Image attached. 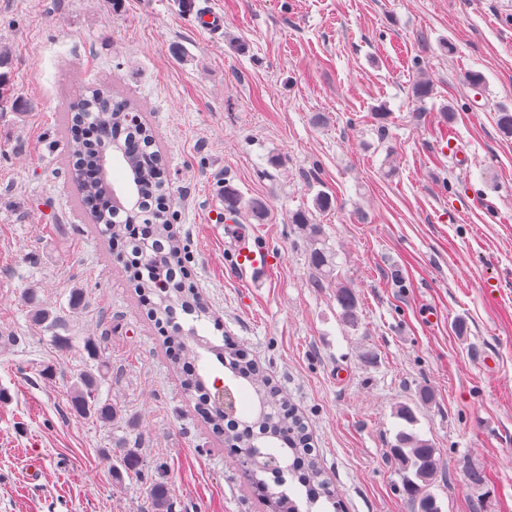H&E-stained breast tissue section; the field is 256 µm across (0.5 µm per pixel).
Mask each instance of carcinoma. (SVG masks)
Wrapping results in <instances>:
<instances>
[{
  "mask_svg": "<svg viewBox=\"0 0 512 512\" xmlns=\"http://www.w3.org/2000/svg\"><path fill=\"white\" fill-rule=\"evenodd\" d=\"M87 122L95 125L99 137L93 142L77 143L73 153L74 169L81 174L84 165L98 168L103 153L116 150L134 175L136 185L135 209L127 210L120 205L112 209H97L95 203L109 196V184L91 180L82 183L85 204L93 208L95 222L105 226V232L113 236L125 231V225L137 222L147 227L146 236L135 237L127 243V261L141 264L144 278L138 289L156 298L149 316L156 323L172 327L167 337L169 348L188 359L184 371V388L197 395V409L215 432L224 435L227 442L237 443L249 453L248 470L255 488L276 499L279 512H299L296 504L285 492H274L273 487L285 484V478L305 489L306 512H339V498L335 489L323 478L315 448L303 417L287 402L281 390L265 377L259 367L238 351L228 346L215 345L198 335L197 327L185 329L177 322L183 314L199 321L206 309L197 293L185 287L181 269L170 264V258L178 253L179 245L170 230L167 210L160 206L166 187L160 176L156 151L153 150L152 133L142 123L130 116L126 106L112 100L107 90L89 85L82 100L71 107V123ZM292 223L299 226L313 243H318L321 228L312 222L305 211L293 215ZM311 264L323 277L333 271L331 255L323 248H314ZM168 284L158 287V282ZM338 302L343 319L349 324L358 321V300L349 288L338 291ZM32 319L44 330L53 332L59 325L58 316L41 306L35 296H30ZM85 348L94 364L72 377L70 384L71 406L81 417H93L102 423H112V403L100 398L99 387L112 378V366L100 355L97 343L89 338ZM212 353L228 369L233 382L248 384L254 392L253 404L261 411L236 408L226 414L215 405L209 389L210 370L202 362L201 351ZM406 473L404 491L415 502L418 512H441L436 499L428 490L441 468L437 449L414 433L401 431L397 444L392 448ZM117 469L135 471L141 461L132 448L119 450ZM153 512H174V502L164 483H154L149 490Z\"/></svg>",
  "mask_w": 512,
  "mask_h": 512,
  "instance_id": "cac0c4a2",
  "label": "carcinoma"
}]
</instances>
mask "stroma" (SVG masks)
<instances>
[{"mask_svg": "<svg viewBox=\"0 0 512 512\" xmlns=\"http://www.w3.org/2000/svg\"><path fill=\"white\" fill-rule=\"evenodd\" d=\"M186 2L0 0L15 100L0 112V512H151L155 481L175 512H270L184 391L122 239L81 204L65 114L89 84L154 132L184 282L212 315L200 334L246 352L299 410L343 512H417L391 454L404 430L442 458L441 512H512V136L498 126L512 0H204L224 15L212 35ZM226 184L242 199L230 221L269 254L253 290L211 207ZM299 211L321 227L329 277ZM32 295L68 345L34 325ZM90 336L112 365L109 424L70 409ZM123 443L138 473L112 471Z\"/></svg>", "mask_w": 512, "mask_h": 512, "instance_id": "35a3bbf8", "label": "stroma"}]
</instances>
